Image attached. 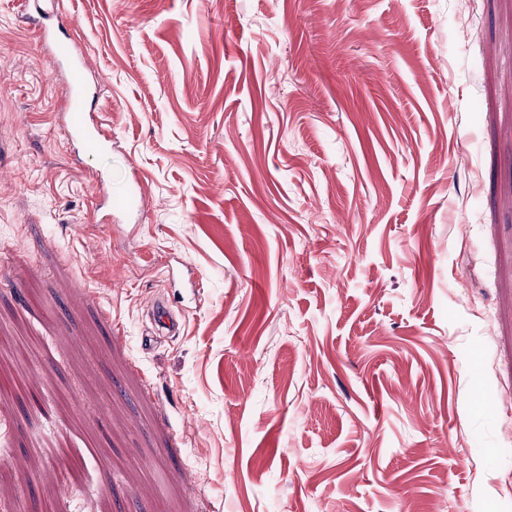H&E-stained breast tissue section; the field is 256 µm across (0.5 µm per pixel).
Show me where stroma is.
<instances>
[{"label":"stroma","instance_id":"1","mask_svg":"<svg viewBox=\"0 0 512 512\" xmlns=\"http://www.w3.org/2000/svg\"><path fill=\"white\" fill-rule=\"evenodd\" d=\"M62 3L112 145L0 0V512H512V0Z\"/></svg>","mask_w":512,"mask_h":512}]
</instances>
